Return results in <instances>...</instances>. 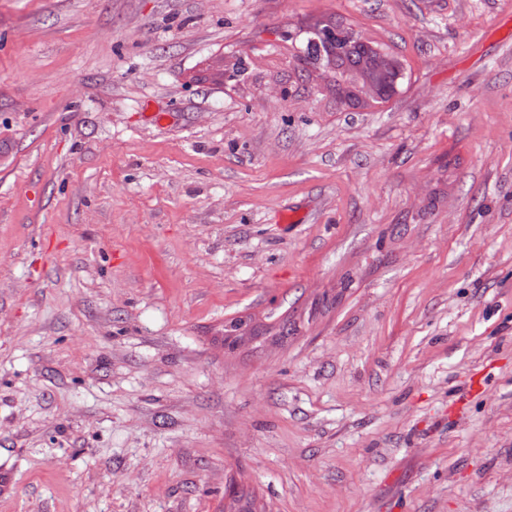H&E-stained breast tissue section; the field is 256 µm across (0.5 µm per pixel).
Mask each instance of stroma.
I'll list each match as a JSON object with an SVG mask.
<instances>
[{
  "label": "stroma",
  "instance_id": "35a3bbf8",
  "mask_svg": "<svg viewBox=\"0 0 512 512\" xmlns=\"http://www.w3.org/2000/svg\"><path fill=\"white\" fill-rule=\"evenodd\" d=\"M329 17L404 59L384 106L276 97ZM240 316L292 333L226 352ZM2 474L0 512H512V0H0Z\"/></svg>",
  "mask_w": 512,
  "mask_h": 512
}]
</instances>
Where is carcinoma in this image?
<instances>
[{
	"instance_id": "obj_1",
	"label": "carcinoma",
	"mask_w": 512,
	"mask_h": 512,
	"mask_svg": "<svg viewBox=\"0 0 512 512\" xmlns=\"http://www.w3.org/2000/svg\"><path fill=\"white\" fill-rule=\"evenodd\" d=\"M299 41L297 60L303 76L310 78L320 63L328 56L336 55V73L329 83V89L336 96V104L352 108L354 91L348 84L349 73L356 70L363 62L369 45L386 48V45L371 42L361 37L351 25L338 20L327 19L319 21L306 30L292 37ZM405 79V68L399 67L392 72L380 88L379 99L371 105H382L393 95L394 87L401 86ZM247 322L241 318L231 319L224 324V346L234 349L242 340V331Z\"/></svg>"
}]
</instances>
